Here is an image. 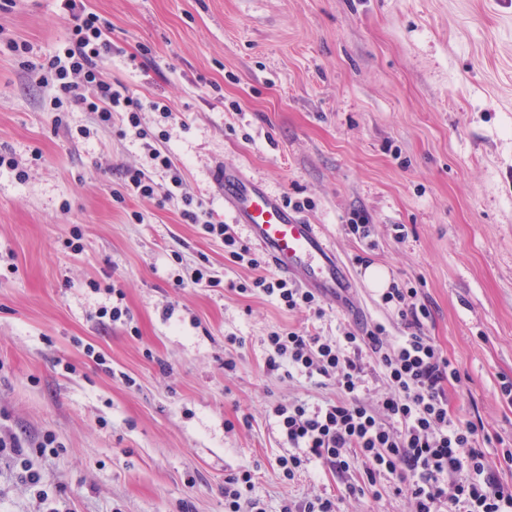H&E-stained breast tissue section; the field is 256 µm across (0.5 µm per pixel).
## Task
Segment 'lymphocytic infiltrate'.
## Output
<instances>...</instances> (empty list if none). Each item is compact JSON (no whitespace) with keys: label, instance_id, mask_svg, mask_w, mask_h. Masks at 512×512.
<instances>
[{"label":"lymphocytic infiltrate","instance_id":"lymphocytic-infiltrate-1","mask_svg":"<svg viewBox=\"0 0 512 512\" xmlns=\"http://www.w3.org/2000/svg\"><path fill=\"white\" fill-rule=\"evenodd\" d=\"M61 2L71 20L62 52L35 62L29 44L9 38L7 49L49 87L55 111L64 113L77 106L93 115L94 128L108 130L118 122L148 142L151 167L125 169L123 192L154 197L159 188L150 176L154 170L168 174L172 188H181L180 170L154 146L155 135L143 121L146 106L112 76L109 23L86 11L81 0ZM183 203L187 223L200 225L205 235L223 241L232 262L255 269L250 282L236 284L237 293L261 294L288 310H305L318 319L325 316L322 300L314 292L259 273V260L240 242L232 225L215 220L193 197H184ZM416 294L415 288L396 286L383 294V302L395 304L407 330L391 342L379 323L364 330L346 328L334 337L308 328L268 335L267 374L320 377L336 386L335 398L320 405L296 400L270 407L269 414L289 447L277 460L280 478L295 480L315 462L341 477L360 474L358 483L346 485L344 494L291 500L282 512H341L344 495L376 492L384 477L390 480V491L412 501L413 512H512V488L498 476L499 468H512V450L502 449L497 458H490L491 439L482 420L461 421L450 415L448 388L460 381L461 370L422 333L430 310L415 304ZM371 362L388 385L374 406L359 397ZM224 512H266L252 468L242 467L225 478Z\"/></svg>","mask_w":512,"mask_h":512}]
</instances>
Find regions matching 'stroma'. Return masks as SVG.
Segmentation results:
<instances>
[{"label":"stroma","instance_id":"stroma-1","mask_svg":"<svg viewBox=\"0 0 512 512\" xmlns=\"http://www.w3.org/2000/svg\"><path fill=\"white\" fill-rule=\"evenodd\" d=\"M112 24V75L177 114L144 113L185 190L225 219L216 172L241 167L275 194L312 201L359 285L367 324L404 331L355 256L414 287L422 331L462 370L449 409L480 416L512 446V0H85ZM6 36L44 56L63 49L60 0H15ZM149 47L145 66L128 55ZM75 108L57 123L49 91L0 54V435L41 476L0 453V512H224V479L257 466L268 512L337 494L320 464L280 480L287 447L266 409L331 385L270 375L263 338L322 320L275 299L228 290L253 270L186 223L181 201L115 190L147 153L134 136L98 131ZM369 228L352 235L351 218ZM204 266L218 288L184 287ZM126 308L113 321L102 308ZM242 346H229L228 335ZM95 356H88V349ZM234 359L235 371L224 369Z\"/></svg>","mask_w":512,"mask_h":512}]
</instances>
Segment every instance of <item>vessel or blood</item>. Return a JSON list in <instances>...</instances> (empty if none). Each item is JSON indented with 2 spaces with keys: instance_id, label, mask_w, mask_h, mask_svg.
I'll use <instances>...</instances> for the list:
<instances>
[{
  "instance_id": "1",
  "label": "vessel or blood",
  "mask_w": 512,
  "mask_h": 512,
  "mask_svg": "<svg viewBox=\"0 0 512 512\" xmlns=\"http://www.w3.org/2000/svg\"><path fill=\"white\" fill-rule=\"evenodd\" d=\"M219 180L224 187V210L233 223L244 226L251 242L281 275L335 301L339 313L362 315L354 294L355 281L343 260L330 248L317 225L290 210L280 196L227 165Z\"/></svg>"
}]
</instances>
